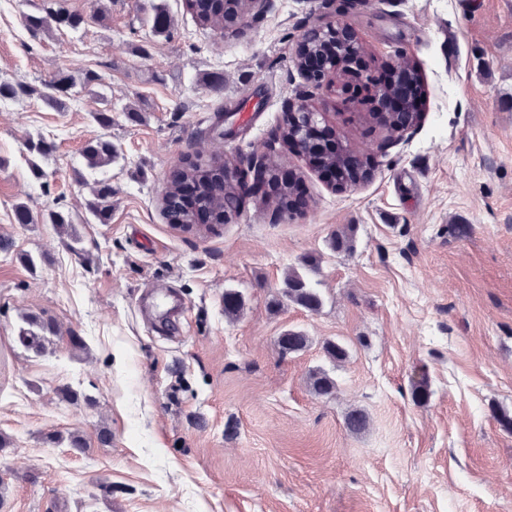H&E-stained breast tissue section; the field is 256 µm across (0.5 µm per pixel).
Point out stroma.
Wrapping results in <instances>:
<instances>
[{"instance_id": "obj_1", "label": "stroma", "mask_w": 512, "mask_h": 512, "mask_svg": "<svg viewBox=\"0 0 512 512\" xmlns=\"http://www.w3.org/2000/svg\"><path fill=\"white\" fill-rule=\"evenodd\" d=\"M88 2L0 0V83L23 85L0 101V512H512V431L496 417L512 414V0H273L236 35L199 26L185 0H99L101 20ZM158 4L166 38L150 29ZM56 10L85 22H21ZM316 24L363 46L364 75L310 99L369 171L348 189L279 139ZM400 54L424 98L393 138L373 88ZM61 81L60 109L45 96ZM99 137L117 154L91 170L82 149ZM30 138L53 152L33 159ZM268 153L297 179L288 210L250 197L224 224H168L161 196L183 162L226 160L248 183ZM100 181L104 224L87 209ZM293 270L318 311L284 297ZM291 329L310 343L284 355ZM317 367L333 395L310 389ZM354 408L369 418L356 435Z\"/></svg>"}]
</instances>
